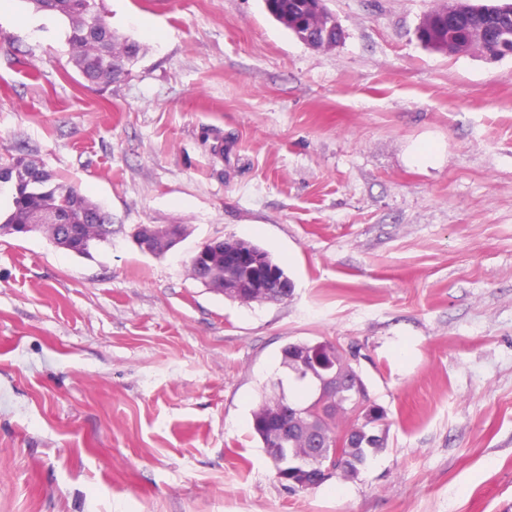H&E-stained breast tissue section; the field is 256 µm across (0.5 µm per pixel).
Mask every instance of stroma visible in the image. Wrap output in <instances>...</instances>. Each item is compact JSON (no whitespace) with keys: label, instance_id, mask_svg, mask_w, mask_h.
I'll return each instance as SVG.
<instances>
[{"label":"stroma","instance_id":"1","mask_svg":"<svg viewBox=\"0 0 512 512\" xmlns=\"http://www.w3.org/2000/svg\"><path fill=\"white\" fill-rule=\"evenodd\" d=\"M446 2L326 0L315 49L263 0H99L141 52L94 91L67 21L0 0V165L112 218L86 256L0 235V512H512V58L426 50ZM142 224L187 233L154 257ZM227 236L292 296L193 279ZM297 340L357 345L389 431L294 494L251 414Z\"/></svg>","mask_w":512,"mask_h":512}]
</instances>
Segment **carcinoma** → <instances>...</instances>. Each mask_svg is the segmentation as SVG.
<instances>
[{"label": "carcinoma", "instance_id": "1", "mask_svg": "<svg viewBox=\"0 0 512 512\" xmlns=\"http://www.w3.org/2000/svg\"><path fill=\"white\" fill-rule=\"evenodd\" d=\"M268 13L283 25H288V15L302 19L305 27L325 30L334 15L325 5L309 6L305 0H265ZM38 10L66 19L69 23L67 43L71 61L83 80L92 85L106 87L129 73L130 64L138 57L140 45L121 37L106 20L99 29L89 28L85 15V0H44ZM417 37L425 48L444 52L448 42V22L443 9L436 8L426 15V24L417 29ZM0 180L14 182L12 208L0 222V229L8 235H21L20 227L33 223L38 216L50 211L63 215H92L93 220L81 227V237L89 243L104 242L111 235V219L102 209L83 195L74 185L44 169L34 170L17 157L6 167H0ZM329 355L335 369L345 370L354 346L344 347L333 341H293L281 350L280 366L292 379L305 387L312 386L306 369L316 346ZM273 398H265L252 413V428L266 457L275 459V452L288 448V458L297 460L310 457V448L316 446L326 452H335L340 458L338 478L355 481L371 457L386 448L388 410L376 401L366 408H359L342 389H336V400L320 406L313 399L295 401L301 409L298 432L279 443L276 429L269 424L268 409ZM274 477L287 490H302L318 469L311 471L281 470L273 466Z\"/></svg>", "mask_w": 512, "mask_h": 512}]
</instances>
